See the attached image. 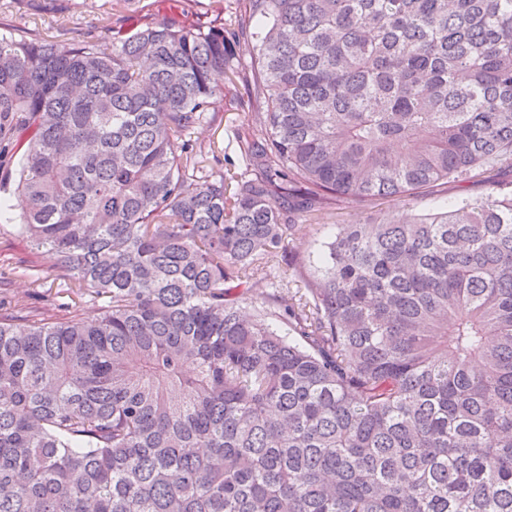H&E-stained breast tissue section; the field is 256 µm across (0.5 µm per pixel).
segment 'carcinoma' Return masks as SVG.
<instances>
[{
    "instance_id": "1",
    "label": "carcinoma",
    "mask_w": 512,
    "mask_h": 512,
    "mask_svg": "<svg viewBox=\"0 0 512 512\" xmlns=\"http://www.w3.org/2000/svg\"><path fill=\"white\" fill-rule=\"evenodd\" d=\"M242 2L241 172L193 168L224 24L0 35V191L102 300L0 311V512H512V0ZM487 171L336 225L297 300L268 271ZM499 175L496 172L484 174L483 177L470 182L465 188H460L456 183L444 184L434 188L426 196H419L405 199L399 202L397 207L412 212H421L431 210L438 206L448 203V206L456 204L461 200H480L489 192L490 185L498 180ZM393 204L394 202L384 200L366 199L355 203L351 207L329 210L300 222V231L294 237L288 239L289 244L268 264L276 273L278 279L281 280L284 288L283 292L287 293V288H290L292 292H295L296 288H300L302 284L296 282L298 280L295 276L296 269L304 256L317 247L319 241L323 240L333 225L352 224L359 219L377 220L388 210H392Z\"/></svg>"
}]
</instances>
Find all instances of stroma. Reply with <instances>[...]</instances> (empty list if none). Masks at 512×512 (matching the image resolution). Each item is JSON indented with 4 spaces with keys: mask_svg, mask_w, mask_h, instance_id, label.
I'll return each instance as SVG.
<instances>
[{
    "mask_svg": "<svg viewBox=\"0 0 512 512\" xmlns=\"http://www.w3.org/2000/svg\"><path fill=\"white\" fill-rule=\"evenodd\" d=\"M59 2L60 9L54 10L45 7L43 0H0V34L10 33L18 38L61 45L107 42L112 37L113 27L136 30L161 23L175 14L185 15L190 23L228 18V7L233 0H134L132 6L124 8L117 7L116 0ZM229 42L237 75L221 77L223 101L191 134L201 148L197 159L202 167L221 172L241 169L239 139L250 131L254 116L248 92L253 42L245 30L230 36ZM497 179V173L490 172L463 188L454 183L444 184L428 195L405 199L401 207L421 212L465 199L479 200L487 195L490 185ZM391 208V203L384 200H365L303 221L299 232L271 260L273 272L284 287L296 288L299 264L323 240L330 227L364 219L376 220ZM19 302L27 303L33 310L65 304L90 318L97 315L101 305L100 300L91 296L73 293L54 258L34 249L19 225L0 223V307L9 309Z\"/></svg>",
    "mask_w": 512,
    "mask_h": 512,
    "instance_id": "stroma-1",
    "label": "stroma"
}]
</instances>
